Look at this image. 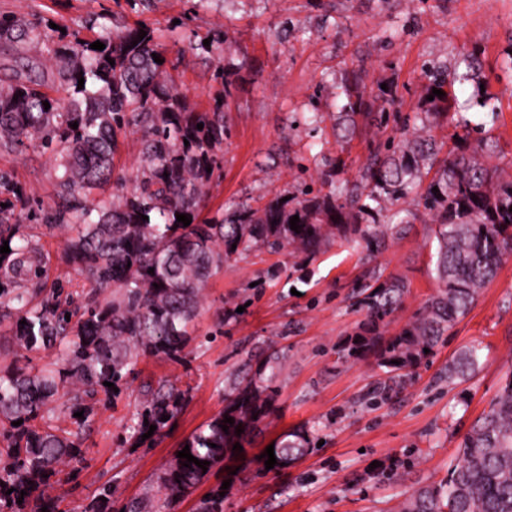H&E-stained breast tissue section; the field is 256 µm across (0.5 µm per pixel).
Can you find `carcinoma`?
<instances>
[{
  "instance_id": "1",
  "label": "carcinoma",
  "mask_w": 512,
  "mask_h": 512,
  "mask_svg": "<svg viewBox=\"0 0 512 512\" xmlns=\"http://www.w3.org/2000/svg\"><path fill=\"white\" fill-rule=\"evenodd\" d=\"M142 30L147 35L140 40ZM163 38L159 29L138 21L83 38L51 28L42 17L0 14L1 41L42 46L39 57L16 58L8 79L0 81V154L19 157L31 150L62 169L46 205L26 193L14 170L0 168V204H6L0 207V246L6 241L10 249L0 255V337L13 347L11 360L0 362V446L7 448L0 512H55L47 488L61 466L81 457L97 396H117L114 389L128 384L141 356L186 358L205 288L225 264L263 249L309 257L338 238H360L379 248L404 237L416 217L408 210L386 220L388 207L431 177L416 206L431 221L436 293L387 336V318L401 303L406 282L383 280L373 271L354 287L366 319L345 351L355 360H374L384 379L373 395L385 398L407 386L414 369L434 354L512 254V175L490 164L499 152L495 138L465 123L464 134H453L456 146L446 150L428 134L432 120L448 111L455 83H483L474 55L462 59L463 73L423 70L426 95L436 88L443 96L423 100L420 111L405 116L399 139L375 146L356 183L336 182V172L345 168L338 158L322 178L325 191L313 195L307 189L304 198L287 201L288 191H278L261 207L241 204L227 214L220 208L209 217V191L220 179L229 136L224 105L235 73L215 70L224 91L221 103L193 105L168 72L174 63L165 56ZM96 41L105 48H90ZM50 84L59 96L47 92ZM341 93L346 104L339 119L348 128H355L357 116L377 126L388 123L385 108L373 110L346 85ZM473 131L479 137L471 145ZM127 132L138 136L141 154L130 175L113 163L119 137ZM108 184L112 193L106 195ZM178 214L192 219L190 225L177 221ZM294 215L296 232L289 224ZM30 223L69 231L65 258L88 289L79 294L36 281L40 248ZM45 349L56 350L55 361L31 364L28 354ZM281 364L279 354L261 360L253 376L234 388L224 410L186 438L190 453L210 465L205 471L193 463L185 467L186 459L173 457L160 476L164 499L155 508L191 495L225 458L239 453L233 445L245 444L274 404ZM479 368L478 349L467 347L448 360L444 377L455 384ZM182 399L173 384L148 392L132 415V438L140 444L162 436ZM58 412L71 418V429L52 425ZM164 415L168 420H161ZM227 415L234 423L225 432ZM18 420L21 425H12ZM151 425L156 430L142 439ZM273 444L279 469L308 452V430L292 428ZM221 492L220 486L210 490L198 512H224ZM85 512H115L112 483L99 487ZM397 512H512V370L489 410L463 436L448 476L413 490Z\"/></svg>"
}]
</instances>
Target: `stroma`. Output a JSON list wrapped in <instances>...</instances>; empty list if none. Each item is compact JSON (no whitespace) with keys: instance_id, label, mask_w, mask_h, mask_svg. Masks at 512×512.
Returning a JSON list of instances; mask_svg holds the SVG:
<instances>
[{"instance_id":"35a3bbf8","label":"stroma","mask_w":512,"mask_h":512,"mask_svg":"<svg viewBox=\"0 0 512 512\" xmlns=\"http://www.w3.org/2000/svg\"><path fill=\"white\" fill-rule=\"evenodd\" d=\"M36 14L83 28L100 13L114 25L142 20L169 33L168 59L178 60L176 84L198 106L219 90L217 67L237 82L224 112V174L211 188L212 205L270 196L305 179L321 187L327 159L342 158L354 178L375 144L395 124H359L341 142L336 115L345 103L337 86L358 87L366 99L388 92L389 111H419L424 63L456 70L477 53L487 88L457 86L456 109L491 129L512 164V0H149L143 12L125 0H0V14ZM223 35L220 55L191 43ZM489 94L479 105L481 94ZM320 123H312V114ZM34 199L51 202L54 163L37 153L0 156ZM430 220L419 215L410 232L380 252L366 243L334 242L297 262L288 252L248 256L226 265L208 284L196 319L197 338L184 361L140 357L128 389L100 401L80 461L64 466L48 494L56 512H84L104 482L115 507L159 498L158 478L184 439L221 412L233 381L267 355L283 354L272 413L252 433L243 454L226 460L198 495L172 504L195 512L199 494L224 485V512H390L413 488L444 479L471 423L487 410L512 369V256L483 288L436 355L410 383L383 401L369 393L381 376L373 360L342 359L365 312L354 282L372 270L404 279L408 290L390 316L398 331L434 294ZM44 281L76 273L63 253L64 231L36 228ZM278 266L279 276L268 275ZM478 347L480 368L466 381L443 380L448 360ZM167 381L185 390L177 420L150 443L126 442V427L145 386ZM306 427L318 446L281 469H266L263 454L280 432Z\"/></svg>"}]
</instances>
